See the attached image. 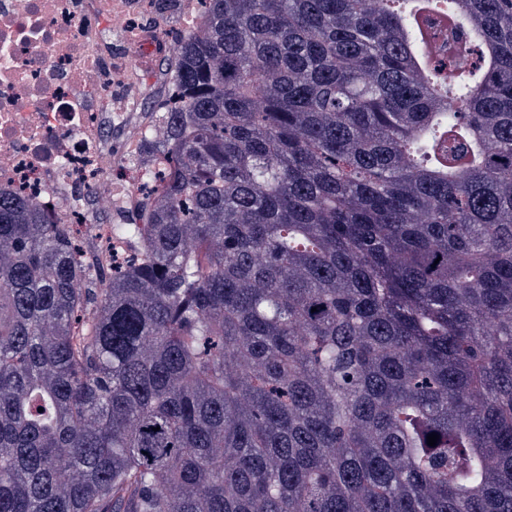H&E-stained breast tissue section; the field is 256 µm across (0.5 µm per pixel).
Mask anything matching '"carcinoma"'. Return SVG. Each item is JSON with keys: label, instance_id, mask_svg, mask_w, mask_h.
<instances>
[{"label": "carcinoma", "instance_id": "carcinoma-1", "mask_svg": "<svg viewBox=\"0 0 512 512\" xmlns=\"http://www.w3.org/2000/svg\"><path fill=\"white\" fill-rule=\"evenodd\" d=\"M208 2L125 255L0 194V512H512V0Z\"/></svg>", "mask_w": 512, "mask_h": 512}]
</instances>
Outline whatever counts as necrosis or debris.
<instances>
[{
  "instance_id": "obj_1",
  "label": "necrosis or debris",
  "mask_w": 512,
  "mask_h": 512,
  "mask_svg": "<svg viewBox=\"0 0 512 512\" xmlns=\"http://www.w3.org/2000/svg\"><path fill=\"white\" fill-rule=\"evenodd\" d=\"M179 8V30L206 28L200 0ZM162 17L158 0H0V191L105 260L126 251L112 227L148 184L142 139L162 133L150 95L166 87L162 63L179 45ZM101 198L112 203L105 223Z\"/></svg>"
}]
</instances>
